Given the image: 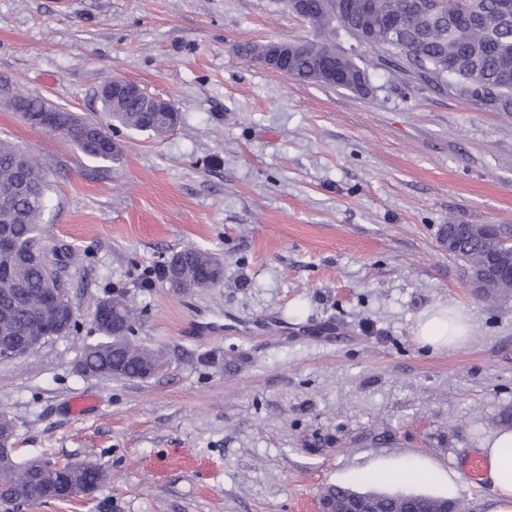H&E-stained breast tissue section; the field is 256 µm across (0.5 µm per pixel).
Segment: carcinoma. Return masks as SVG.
<instances>
[{
	"instance_id": "obj_1",
	"label": "carcinoma",
	"mask_w": 512,
	"mask_h": 512,
	"mask_svg": "<svg viewBox=\"0 0 512 512\" xmlns=\"http://www.w3.org/2000/svg\"><path fill=\"white\" fill-rule=\"evenodd\" d=\"M336 10V23L316 27L320 39L334 45L336 35L370 37L384 43L376 49L408 73L426 74L439 85H451L460 97L485 109L512 112V0H312L310 14L320 17ZM285 74L306 83L325 84L319 77L316 55L301 49ZM486 97L478 99L474 90ZM112 128L162 136L171 130L167 118L153 119L142 111L139 99H116L104 105ZM55 124L70 129V143L87 157L115 162L112 146L85 137L86 123L72 112L52 114ZM48 185L38 158L0 141V231H7L16 249L10 269L0 273V344L23 342L54 328L43 305L45 289L55 279L42 247V224ZM457 258L476 271L486 263L487 244L480 236L460 240ZM179 275L172 276L168 261L163 277L175 289L208 288L224 280V262L208 250L185 247L177 252ZM102 340L89 345L79 362L89 375L149 380L163 367L164 352L138 344L112 345V324L99 325ZM69 481L67 472H46L30 459H0V497L22 495L28 504L61 500ZM357 489L329 484L323 495L343 504ZM378 512H419L433 497L408 492H374Z\"/></svg>"
}]
</instances>
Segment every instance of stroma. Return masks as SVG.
I'll use <instances>...</instances> for the list:
<instances>
[{
  "mask_svg": "<svg viewBox=\"0 0 512 512\" xmlns=\"http://www.w3.org/2000/svg\"><path fill=\"white\" fill-rule=\"evenodd\" d=\"M285 0H0V79L83 116L105 81L178 107L163 136L116 126L114 163L0 106V140L49 184L42 245L76 326L0 363L18 458L92 460V494L10 512H314L327 485L380 462L456 473L416 493L491 512L461 461L512 409V297L487 300L440 243L446 224L512 225V112L478 108L354 48L373 92L308 84L239 45L316 38ZM194 246L224 281L146 276ZM120 294L156 377L85 378L98 300ZM452 306L467 340L418 344ZM96 403L70 411L73 397Z\"/></svg>",
  "mask_w": 512,
  "mask_h": 512,
  "instance_id": "35a3bbf8",
  "label": "stroma"
}]
</instances>
